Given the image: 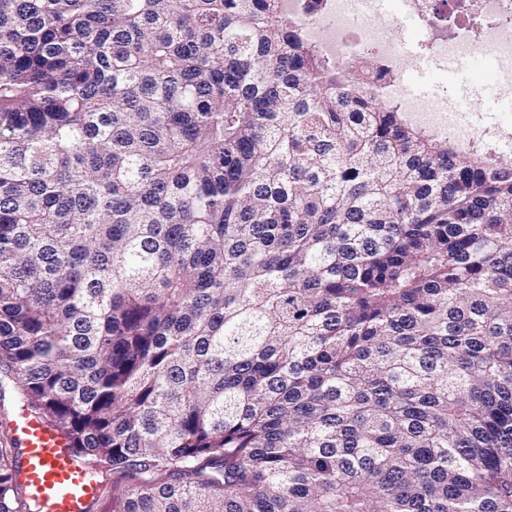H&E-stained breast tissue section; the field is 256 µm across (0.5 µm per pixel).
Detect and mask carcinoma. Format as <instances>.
I'll return each instance as SVG.
<instances>
[{"label": "carcinoma", "mask_w": 512, "mask_h": 512, "mask_svg": "<svg viewBox=\"0 0 512 512\" xmlns=\"http://www.w3.org/2000/svg\"><path fill=\"white\" fill-rule=\"evenodd\" d=\"M361 82L281 0H0V387L113 512H512V162Z\"/></svg>", "instance_id": "carcinoma-1"}]
</instances>
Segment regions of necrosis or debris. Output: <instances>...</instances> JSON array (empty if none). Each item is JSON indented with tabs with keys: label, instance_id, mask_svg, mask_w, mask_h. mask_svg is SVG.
I'll list each match as a JSON object with an SVG mask.
<instances>
[{
	"label": "necrosis or debris",
	"instance_id": "necrosis-or-debris-1",
	"mask_svg": "<svg viewBox=\"0 0 512 512\" xmlns=\"http://www.w3.org/2000/svg\"><path fill=\"white\" fill-rule=\"evenodd\" d=\"M379 0H284L290 21L325 58L363 70L365 87L379 99L395 103L422 129L468 146L497 151L512 144V124L479 125L450 112L447 104L424 107L402 77L404 56L390 30L403 18L419 28V53L438 60L461 58L481 47L498 61L501 97L512 99V0H395L385 26L368 33L353 15L373 12Z\"/></svg>",
	"mask_w": 512,
	"mask_h": 512
}]
</instances>
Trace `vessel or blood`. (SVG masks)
Instances as JSON below:
<instances>
[{
	"mask_svg": "<svg viewBox=\"0 0 512 512\" xmlns=\"http://www.w3.org/2000/svg\"><path fill=\"white\" fill-rule=\"evenodd\" d=\"M11 436L22 457L16 477L42 512H87L98 496L86 464L41 420L21 415Z\"/></svg>",
	"mask_w": 512,
	"mask_h": 512,
	"instance_id": "b4317fda",
	"label": "vessel or blood"
}]
</instances>
